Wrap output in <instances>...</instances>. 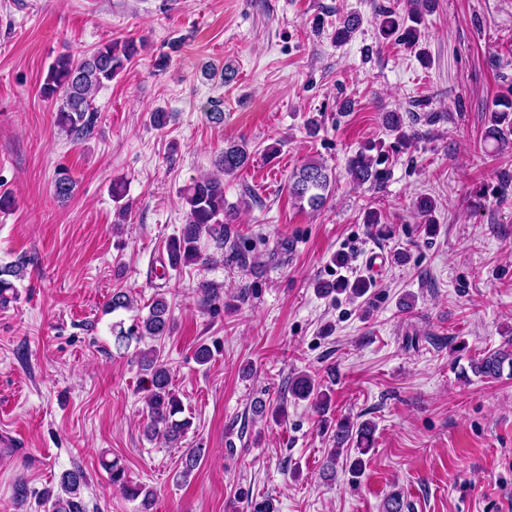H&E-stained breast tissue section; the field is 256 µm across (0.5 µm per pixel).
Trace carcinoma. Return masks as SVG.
<instances>
[{
  "mask_svg": "<svg viewBox=\"0 0 512 512\" xmlns=\"http://www.w3.org/2000/svg\"><path fill=\"white\" fill-rule=\"evenodd\" d=\"M419 3L414 10L402 15L397 10L378 7V30L380 35L392 37L408 44L416 45L419 40L418 25L423 17V10L428 8L430 0H416ZM360 25V19L354 14L344 17L336 27V40H348ZM141 46L134 40H109L98 45L94 51L82 59H74L69 54L59 55L49 66L47 76L41 87V94L47 99L59 101L57 109V126L73 138L90 135L95 126V110L92 102L97 91L120 72L127 69L139 56ZM492 129L488 137L501 134V125L512 126V102L503 104V109L493 111ZM386 128L396 134L397 144H407L409 136L403 131L404 120L397 112H390L384 120ZM250 160V153L244 145L230 142L224 146L218 158L217 167L226 175H233L245 167ZM385 163L382 145L369 142L349 160L348 173L358 183L380 182L384 172L377 166ZM336 182L332 169L322 162L310 160L296 169L289 178L288 193L300 209L308 208L318 212L324 208ZM55 195L68 199L74 191L72 178L64 171L57 173L54 180ZM187 207V223L182 225L180 234L168 244V262L176 270L184 264L206 263L212 256L202 255L199 243L201 238H209L216 252L224 254L228 243L226 224L229 220L224 214V181L215 177H203L194 181L184 192ZM25 262L16 261L0 264V305H6L16 299L14 281L24 277ZM107 308L111 312L133 308V297L126 291L112 292ZM171 311L167 298L158 293L149 304L148 314L138 319L136 324L124 331H116L115 344L127 347L131 340L141 342L148 338L159 341L171 331ZM139 364L146 377L145 404L148 422L145 427L149 439L161 438L173 447L183 437L191 425L187 418L179 419L183 413L181 400L170 388V372L160 359L157 349L138 352ZM474 376L496 380L503 376L504 370L512 375V336L495 350H488L469 362ZM288 392L295 398L307 400L319 412L324 413L331 406L329 392L316 384L308 374L302 373L288 381ZM372 434V425L368 422L354 424L349 419L336 423L333 434V448L326 456L324 474L335 476L336 464L344 450L355 446L357 456L348 466L349 474L360 477L367 466L363 456L369 451L367 443ZM203 452L200 448H186L182 452V470L179 477L187 479L198 467ZM102 464L109 474L112 485L117 487L125 497L140 500L139 512H151L155 493L153 490L131 483L125 468L117 461L103 460ZM85 483L84 472L76 467L66 471L62 476L60 491L47 489L42 493L41 502L48 507V512H87V505L80 496V488Z\"/></svg>",
  "mask_w": 512,
  "mask_h": 512,
  "instance_id": "1",
  "label": "carcinoma"
}]
</instances>
